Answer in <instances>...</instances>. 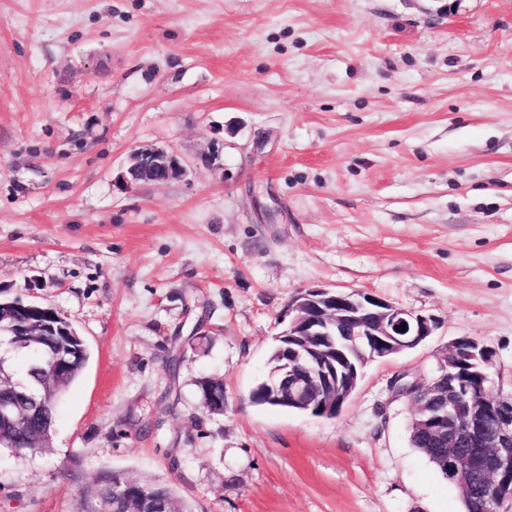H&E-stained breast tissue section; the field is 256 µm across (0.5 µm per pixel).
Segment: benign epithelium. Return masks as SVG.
I'll list each match as a JSON object with an SVG mask.
<instances>
[{"label":"benign epithelium","instance_id":"7a95c632","mask_svg":"<svg viewBox=\"0 0 512 512\" xmlns=\"http://www.w3.org/2000/svg\"><path fill=\"white\" fill-rule=\"evenodd\" d=\"M139 160L161 161L166 180L184 175L187 163L167 149L131 153L122 182L139 183ZM288 324L277 335L280 367L269 371L262 400L334 418L353 396L366 361H379L419 345L437 324L359 290H301L288 306ZM494 353L468 336L450 343L426 381L395 382L394 396L411 401L418 428L450 448L479 446L475 454L450 456L446 469L464 492L472 490L475 512L512 508V393L490 390ZM137 512H174L166 495Z\"/></svg>","mask_w":512,"mask_h":512}]
</instances>
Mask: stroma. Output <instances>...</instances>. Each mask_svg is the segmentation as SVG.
<instances>
[{
    "label": "stroma",
    "mask_w": 512,
    "mask_h": 512,
    "mask_svg": "<svg viewBox=\"0 0 512 512\" xmlns=\"http://www.w3.org/2000/svg\"><path fill=\"white\" fill-rule=\"evenodd\" d=\"M160 147L186 176L119 183ZM316 285L437 323L332 419L250 399ZM0 297L89 351L0 512H93L112 473L189 512H464L391 383L469 336L512 392V0H0ZM137 160H152L161 161V165L166 170V178L161 182H166L171 179L181 177L187 171V163L181 160V158L173 151L167 149L155 148V149H138L134 150L130 157L126 172L121 175L122 182L126 185L140 184L136 174L135 165Z\"/></svg>",
    "instance_id": "35a3bbf8"
}]
</instances>
